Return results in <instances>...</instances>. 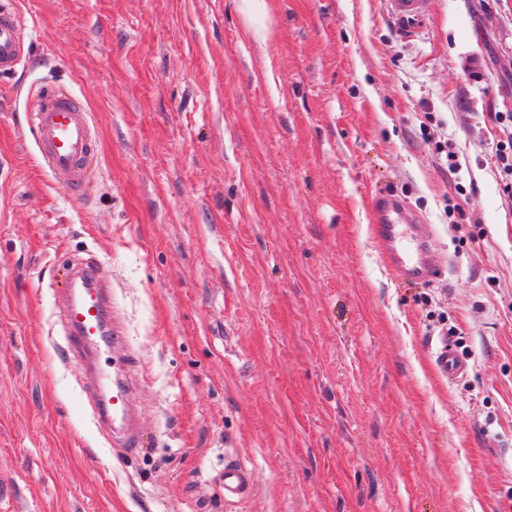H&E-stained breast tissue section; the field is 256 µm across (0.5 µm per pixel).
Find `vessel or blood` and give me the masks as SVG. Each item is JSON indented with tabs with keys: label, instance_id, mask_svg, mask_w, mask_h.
Instances as JSON below:
<instances>
[{
	"label": "vessel or blood",
	"instance_id": "obj_1",
	"mask_svg": "<svg viewBox=\"0 0 512 512\" xmlns=\"http://www.w3.org/2000/svg\"><path fill=\"white\" fill-rule=\"evenodd\" d=\"M386 3L392 18L412 32L427 16L430 0ZM28 58L29 48L23 40L13 0H0V74L15 72ZM35 100L27 121L49 172L64 177L68 188L81 186L90 178L97 160L88 112L79 99L58 86L41 88ZM370 215L382 256L399 281L426 286L444 278L446 262L431 246L429 225L402 199L392 193H378L371 200ZM65 290L69 350L97 353L120 344V337L112 333V291L96 261L71 264ZM435 364L451 380L466 372L465 363L445 338L438 343ZM97 379L99 391L90 397L89 406L100 431L119 447L136 450L142 438L131 423L129 384L103 372L98 373ZM221 483L228 501L246 499L254 490L250 468L237 460L225 462Z\"/></svg>",
	"mask_w": 512,
	"mask_h": 512
}]
</instances>
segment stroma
Wrapping results in <instances>:
<instances>
[{"label": "stroma", "instance_id": "1", "mask_svg": "<svg viewBox=\"0 0 512 512\" xmlns=\"http://www.w3.org/2000/svg\"><path fill=\"white\" fill-rule=\"evenodd\" d=\"M16 6L30 61L0 75V512H512V197L494 158L512 132L493 118L512 113V0H431L409 37L385 0ZM43 84L98 138L77 192L27 123ZM377 190L430 225L444 280L389 271ZM89 257L133 363L131 456L66 349L62 285ZM443 336L467 365L453 382ZM233 458L254 492L229 502ZM435 364L438 370L448 377V380H455L466 372V364L459 358L452 342L447 338H440L436 352Z\"/></svg>", "mask_w": 512, "mask_h": 512}]
</instances>
